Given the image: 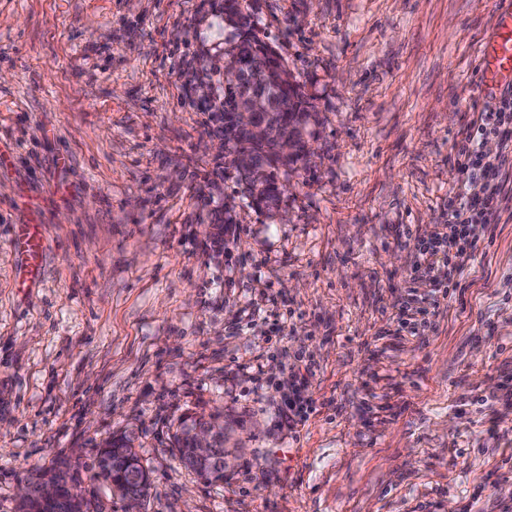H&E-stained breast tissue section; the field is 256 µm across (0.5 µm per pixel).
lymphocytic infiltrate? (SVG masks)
I'll use <instances>...</instances> for the list:
<instances>
[{"mask_svg":"<svg viewBox=\"0 0 512 512\" xmlns=\"http://www.w3.org/2000/svg\"><path fill=\"white\" fill-rule=\"evenodd\" d=\"M490 139L499 146L493 155L483 150ZM454 165L458 180L448 192V222L416 244V267L429 276L443 265L460 273L470 268L479 232L494 233L512 203V88L478 112L455 149Z\"/></svg>","mask_w":512,"mask_h":512,"instance_id":"obj_1","label":"lymphocytic infiltrate"}]
</instances>
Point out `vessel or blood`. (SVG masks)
<instances>
[{
    "label": "vessel or blood",
    "instance_id": "1",
    "mask_svg": "<svg viewBox=\"0 0 512 512\" xmlns=\"http://www.w3.org/2000/svg\"><path fill=\"white\" fill-rule=\"evenodd\" d=\"M493 34L478 51L479 71L492 89L512 86V0H493Z\"/></svg>",
    "mask_w": 512,
    "mask_h": 512
}]
</instances>
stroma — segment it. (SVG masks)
I'll return each mask as SVG.
<instances>
[{"label": "stroma", "instance_id": "35a3bbf8", "mask_svg": "<svg viewBox=\"0 0 512 512\" xmlns=\"http://www.w3.org/2000/svg\"><path fill=\"white\" fill-rule=\"evenodd\" d=\"M222 0H0V512L130 432L144 512H512V209L439 309L413 268L448 221L454 144L486 103L489 0H250L320 123L281 216L206 148ZM231 203L224 255L203 226ZM37 223L41 274L11 240ZM316 410L288 430L301 366ZM230 423L222 485L183 467L180 419Z\"/></svg>", "mask_w": 512, "mask_h": 512}]
</instances>
